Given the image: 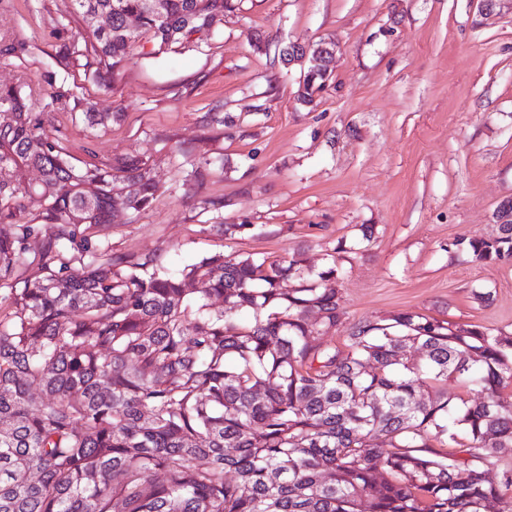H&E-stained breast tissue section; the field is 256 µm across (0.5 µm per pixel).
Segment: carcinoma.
<instances>
[{
	"instance_id": "obj_1",
	"label": "carcinoma",
	"mask_w": 512,
	"mask_h": 512,
	"mask_svg": "<svg viewBox=\"0 0 512 512\" xmlns=\"http://www.w3.org/2000/svg\"><path fill=\"white\" fill-rule=\"evenodd\" d=\"M231 2L162 0L157 15L146 0H68L54 35L102 84L144 39L204 41ZM321 45L304 105L333 76ZM45 91L38 110L0 87V281H15L0 296V512H512V469L489 476L512 448L500 395L512 333L400 312L354 321L336 344L334 250L311 279L298 253L216 252L168 274L154 256L101 247L89 230L147 209L159 186L138 153L75 164L52 133L69 90L52 74ZM77 116L93 127L121 113L87 103ZM221 165L206 159L184 180ZM29 168L40 183H25ZM496 218V235L451 246L511 264L512 201ZM69 244L78 266L55 264ZM26 264L40 275L15 277ZM408 348L420 364L403 361ZM450 378L483 400L452 402L439 389Z\"/></svg>"
}]
</instances>
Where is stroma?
Instances as JSON below:
<instances>
[{
	"mask_svg": "<svg viewBox=\"0 0 512 512\" xmlns=\"http://www.w3.org/2000/svg\"><path fill=\"white\" fill-rule=\"evenodd\" d=\"M65 9L0 0V38L27 45L0 56V85L34 88L62 71L74 96L122 110L91 130L55 114L76 159L137 151L159 183L149 208L92 230L101 246L157 256L171 272L219 251L298 250L317 271L341 243L344 322L420 312L512 332V265L450 247L495 235L494 214L512 200V0L483 22L476 0H235L207 43L136 48L107 89L62 66L52 31ZM321 39L338 46L333 80L302 105L300 67L281 50ZM215 106L225 124L201 127ZM214 156L223 168L183 184ZM219 224L264 233L224 237ZM485 290L492 301L479 300Z\"/></svg>",
	"mask_w": 512,
	"mask_h": 512,
	"instance_id": "35a3bbf8",
	"label": "stroma"
}]
</instances>
